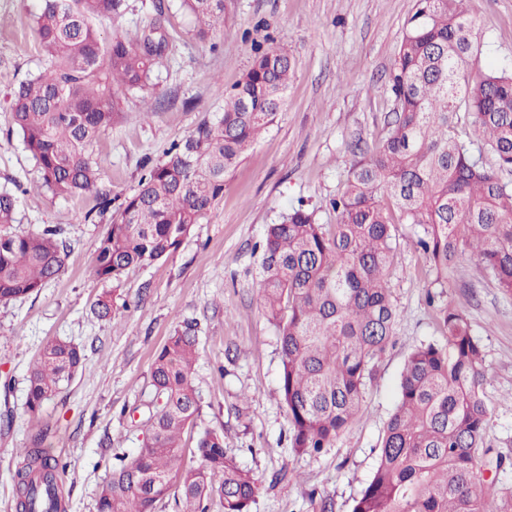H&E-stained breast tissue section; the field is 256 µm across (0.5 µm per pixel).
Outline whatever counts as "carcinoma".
Here are the masks:
<instances>
[{
  "mask_svg": "<svg viewBox=\"0 0 512 512\" xmlns=\"http://www.w3.org/2000/svg\"><path fill=\"white\" fill-rule=\"evenodd\" d=\"M34 30L48 73L19 84L10 102L13 124L35 159L41 188L53 196L95 193L97 209L112 206L101 185L96 146L121 116L127 93L150 88L169 41L154 26L137 40L119 33L100 40L95 22L118 15L124 0H41ZM464 0H417L391 79L397 110L386 139L351 168L332 201L336 223L291 209L267 226L261 249V300L281 353L279 387L291 447L316 455L361 411L375 363L392 339L397 309L389 288L396 249L386 197L403 224L423 227L418 245L442 285L448 265L465 252L512 295V67L472 74L468 59L476 23ZM205 37L224 25V0H180ZM292 74L279 47L256 52L251 68L224 95V110L201 120L173 143L124 199L117 222L96 249L93 276L118 282L130 269L176 250L192 226L224 194V176L281 111ZM480 143L459 136L463 123ZM489 150L494 164L484 158ZM16 197L0 193V302L37 294L65 267L68 245L47 226L19 234ZM112 316L113 299L92 305ZM443 342L407 358L398 399L370 479L351 512H512L478 468L490 411L483 395L484 346L465 311L439 309ZM197 324L184 321L151 367L153 408L147 436L130 458L117 457L102 484L97 512H155L172 495L180 512H206L217 496L224 512H250L259 490L253 475L224 448V435L203 431L184 463L182 438L202 415L193 385ZM83 350L53 339L28 377L26 407L37 414L76 375ZM31 437L16 470L15 512H65V465Z\"/></svg>",
  "mask_w": 512,
  "mask_h": 512,
  "instance_id": "carcinoma-1",
  "label": "carcinoma"
}]
</instances>
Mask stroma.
<instances>
[{
  "instance_id": "stroma-1",
  "label": "stroma",
  "mask_w": 512,
  "mask_h": 512,
  "mask_svg": "<svg viewBox=\"0 0 512 512\" xmlns=\"http://www.w3.org/2000/svg\"><path fill=\"white\" fill-rule=\"evenodd\" d=\"M159 1L170 48L150 92L126 96L121 117L98 144L103 183L116 205L89 220L92 198H55L40 188L37 165L7 110L13 87L46 68L32 29L41 0H0V190L19 198L14 231L56 225L70 244L63 272L40 293L0 302V413L13 415L11 427L0 426V512H13L20 448L44 428L45 447L67 465L66 512H97L115 453L131 456L142 445L152 363L186 319L200 324L193 383L205 406L183 437L185 448H194L199 432L223 434L228 453L259 482L251 512H322L326 503L332 512H351L375 466L407 357L443 339V305L464 310L484 344L490 419L479 467L496 488L512 490V296L469 256L449 265L445 287H433L435 274L417 245L422 227L396 225L391 343L360 414L316 456L290 446L279 343L261 305L256 245L267 225L300 204L315 210L318 223H335L330 202L349 169L387 137L393 64L416 0H224V32L205 39L178 0H125L121 15L97 20L101 39L116 32L140 37ZM466 5L483 40L470 72L512 65V0ZM258 45L286 49L293 74L275 123L226 175L223 198L167 257L114 284L95 280L98 243L144 167L221 112L225 92L251 67ZM106 290L114 299L111 320L91 310ZM55 338L82 345L86 357L71 384L33 417L25 406L29 370Z\"/></svg>"
}]
</instances>
